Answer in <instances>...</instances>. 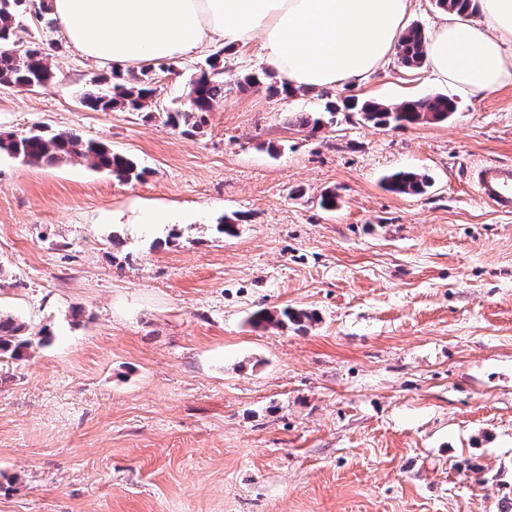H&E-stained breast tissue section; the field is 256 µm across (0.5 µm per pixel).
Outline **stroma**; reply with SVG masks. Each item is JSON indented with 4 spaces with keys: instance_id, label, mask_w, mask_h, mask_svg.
<instances>
[{
    "instance_id": "35a3bbf8",
    "label": "stroma",
    "mask_w": 512,
    "mask_h": 512,
    "mask_svg": "<svg viewBox=\"0 0 512 512\" xmlns=\"http://www.w3.org/2000/svg\"><path fill=\"white\" fill-rule=\"evenodd\" d=\"M54 77L0 87V135L75 132L133 158L0 155V313L37 344L0 361V512H496L512 495V215L471 167L512 163V83L445 123L240 88L261 40L143 66L150 110L94 111L111 66L66 43L50 0L17 11ZM224 97L192 134L162 115L210 55ZM390 57L330 96L453 94ZM428 175L418 196L385 178ZM336 206L323 208V193ZM239 219L237 235L215 226ZM290 308L314 322L254 328Z\"/></svg>"
}]
</instances>
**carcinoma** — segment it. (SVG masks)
Listing matches in <instances>:
<instances>
[{
	"label": "carcinoma",
	"mask_w": 512,
	"mask_h": 512,
	"mask_svg": "<svg viewBox=\"0 0 512 512\" xmlns=\"http://www.w3.org/2000/svg\"><path fill=\"white\" fill-rule=\"evenodd\" d=\"M22 0H0V86L32 90L45 85L53 78V71L46 56L38 46L33 45L22 53L10 49L19 39L15 23L16 8ZM435 6L447 13L466 17L478 9V0H435ZM427 36L418 25H412L402 35L397 47V55L403 65L417 67L424 62V46ZM271 73H249L241 80L242 85H260ZM267 84V83H265ZM267 90L274 95L290 97L301 93L289 81L270 82ZM154 90L145 83L132 84L118 73H112L110 86L97 94L84 97L85 104L95 110L107 112L117 107H127L133 111H143L151 105ZM224 98V63L214 56L207 62V69L191 83L187 102L183 109L168 112L165 124L200 128L204 123V113L211 111L214 103ZM457 102L445 94H435L418 99H409L398 104H386L374 100L336 103L328 100L322 113L295 112L291 123L312 131L333 123V116L341 110H354L361 119L376 127H404L421 123L447 121L457 111ZM4 153L25 163H36L43 159H68L74 157L92 161L93 166L109 171L122 181H138L145 171L127 155L116 153L104 144L73 133H56L51 136L39 133L20 138H0V154ZM429 187L428 176L418 172L400 170L387 177V189L398 195H422ZM311 316L302 311L284 309L278 314L259 311L253 315L257 327L279 325L291 322L302 324ZM33 339L24 334L23 324L10 315L0 314V358L13 360L23 358L26 350L32 348Z\"/></svg>",
	"instance_id": "carcinoma-1"
}]
</instances>
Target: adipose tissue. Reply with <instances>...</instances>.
<instances>
[{
    "instance_id": "1",
    "label": "adipose tissue",
    "mask_w": 512,
    "mask_h": 512,
    "mask_svg": "<svg viewBox=\"0 0 512 512\" xmlns=\"http://www.w3.org/2000/svg\"><path fill=\"white\" fill-rule=\"evenodd\" d=\"M411 0H52L64 38L97 62L185 57L263 35V57L293 84L361 85L394 52ZM512 0H481V17L448 15L427 41L430 73L477 97L512 82Z\"/></svg>"
}]
</instances>
